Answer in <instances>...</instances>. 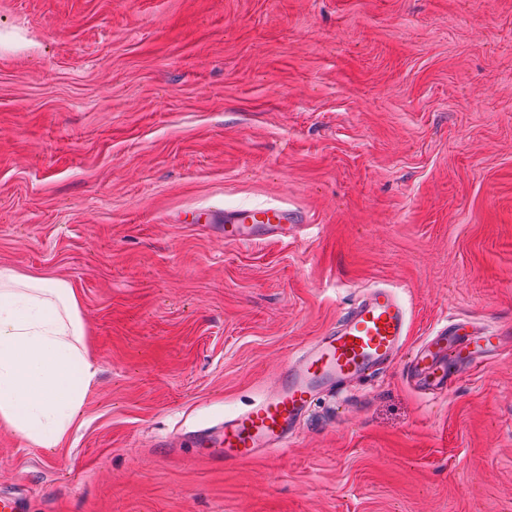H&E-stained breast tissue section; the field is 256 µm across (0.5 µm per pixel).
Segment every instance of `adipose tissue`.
Masks as SVG:
<instances>
[{
	"label": "adipose tissue",
	"instance_id": "adipose-tissue-1",
	"mask_svg": "<svg viewBox=\"0 0 512 512\" xmlns=\"http://www.w3.org/2000/svg\"><path fill=\"white\" fill-rule=\"evenodd\" d=\"M66 283L0 271V425L42 448L69 432L98 369Z\"/></svg>",
	"mask_w": 512,
	"mask_h": 512
}]
</instances>
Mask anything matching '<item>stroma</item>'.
I'll use <instances>...</instances> for the list:
<instances>
[{
    "label": "stroma",
    "instance_id": "obj_1",
    "mask_svg": "<svg viewBox=\"0 0 512 512\" xmlns=\"http://www.w3.org/2000/svg\"><path fill=\"white\" fill-rule=\"evenodd\" d=\"M268 204L301 233L189 221ZM0 269L74 288L98 368L58 447L0 426L25 512H512V355L435 398L394 362L230 471L162 446L371 285L408 352L512 325V0H0Z\"/></svg>",
    "mask_w": 512,
    "mask_h": 512
}]
</instances>
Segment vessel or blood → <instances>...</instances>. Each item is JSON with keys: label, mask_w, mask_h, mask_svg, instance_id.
<instances>
[{"label": "vessel or blood", "mask_w": 512, "mask_h": 512, "mask_svg": "<svg viewBox=\"0 0 512 512\" xmlns=\"http://www.w3.org/2000/svg\"><path fill=\"white\" fill-rule=\"evenodd\" d=\"M209 220L223 226L225 243L238 246L284 243L295 229L294 214L276 205L213 213ZM409 331L408 307L397 289L384 284L365 289L335 324L288 361L265 395L195 432L203 459L231 469L285 448L324 394L352 390L386 371ZM504 346L503 331L458 318L419 342L403 375L421 393L446 391Z\"/></svg>", "instance_id": "1"}]
</instances>
